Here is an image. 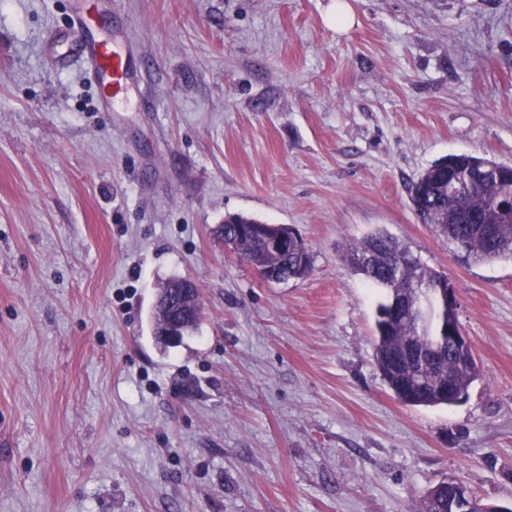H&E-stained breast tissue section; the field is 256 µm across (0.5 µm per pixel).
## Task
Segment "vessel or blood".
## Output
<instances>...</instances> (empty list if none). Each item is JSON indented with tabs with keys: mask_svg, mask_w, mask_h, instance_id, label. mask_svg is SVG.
I'll return each instance as SVG.
<instances>
[{
	"mask_svg": "<svg viewBox=\"0 0 512 512\" xmlns=\"http://www.w3.org/2000/svg\"><path fill=\"white\" fill-rule=\"evenodd\" d=\"M103 8V0H76L69 26L51 36L60 48L51 61L60 67L79 61L86 76L97 83L99 103L108 111L126 97L133 78L126 52L102 30Z\"/></svg>",
	"mask_w": 512,
	"mask_h": 512,
	"instance_id": "vessel-or-blood-1",
	"label": "vessel or blood"
}]
</instances>
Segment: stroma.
Segmentation results:
<instances>
[{"label": "stroma", "mask_w": 512, "mask_h": 512, "mask_svg": "<svg viewBox=\"0 0 512 512\" xmlns=\"http://www.w3.org/2000/svg\"><path fill=\"white\" fill-rule=\"evenodd\" d=\"M111 0L114 111L48 55L72 0H0V512H414L442 480L512 501V254L477 261L406 191L436 160L512 164V0ZM296 229L265 282L226 214ZM446 272L482 375L398 401L376 230ZM173 277L203 317L153 338Z\"/></svg>", "instance_id": "stroma-1"}]
</instances>
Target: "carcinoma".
<instances>
[{
  "instance_id": "1",
  "label": "carcinoma",
  "mask_w": 512,
  "mask_h": 512,
  "mask_svg": "<svg viewBox=\"0 0 512 512\" xmlns=\"http://www.w3.org/2000/svg\"><path fill=\"white\" fill-rule=\"evenodd\" d=\"M447 167L438 160L407 186L412 210L422 224L441 229L449 241L476 260H489L512 253V216L498 211L494 200L503 193L501 184L489 183L480 193L448 192ZM494 228L489 237L481 231ZM275 228L242 215L224 219V244L258 273L277 267L284 280L302 279L312 269L310 249L304 239L292 243L286 255L265 251V236ZM405 250L384 231L378 230L350 245L343 258L365 279L386 292V302L379 306L375 321V360L383 380L396 399L410 406L454 405L456 396L466 394L477 379L479 369L470 347L448 340V328L454 325L448 314L441 289L448 287V274L423 267L417 261L400 266ZM421 278L431 285L428 303L429 327L419 328L408 314L385 319L386 304L393 292L407 288ZM440 344L430 359H420V352L431 342ZM453 381L448 391L442 376ZM456 481H442L421 499L416 512H448L449 490Z\"/></svg>"
}]
</instances>
